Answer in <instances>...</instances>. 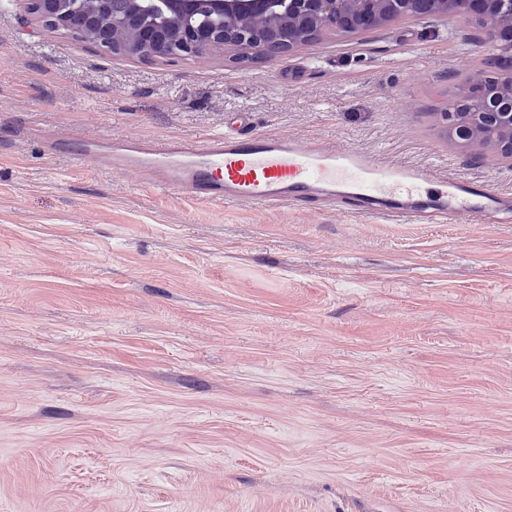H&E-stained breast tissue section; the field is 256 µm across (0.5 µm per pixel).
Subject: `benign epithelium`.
I'll return each instance as SVG.
<instances>
[{
  "label": "benign epithelium",
  "instance_id": "1",
  "mask_svg": "<svg viewBox=\"0 0 512 512\" xmlns=\"http://www.w3.org/2000/svg\"><path fill=\"white\" fill-rule=\"evenodd\" d=\"M415 0H380L369 26L417 16ZM446 13L486 22L485 42L501 48L487 57L494 76L476 78L449 104L448 123L455 136L470 142L487 133L500 153L512 158V23L493 13L498 0H438ZM45 27L88 40L112 55L132 59L196 58L226 47L274 57L302 40L355 25L357 0H32ZM261 12L269 19L272 40L238 27V17ZM81 24H71L72 15ZM173 17L180 25L167 31Z\"/></svg>",
  "mask_w": 512,
  "mask_h": 512
}]
</instances>
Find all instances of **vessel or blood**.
Wrapping results in <instances>:
<instances>
[{"mask_svg": "<svg viewBox=\"0 0 512 512\" xmlns=\"http://www.w3.org/2000/svg\"><path fill=\"white\" fill-rule=\"evenodd\" d=\"M233 131L201 141L150 142L128 139L101 151L74 136L48 138V157L63 156L87 167L108 158L114 168L148 173L155 189L174 191L200 203H246L276 208L320 195L331 204L354 201L367 214L386 211L407 221L417 198L442 183L429 213L442 223H475L495 210L500 199L490 184L440 178L435 172L380 161L359 149L253 132L249 117Z\"/></svg>", "mask_w": 512, "mask_h": 512, "instance_id": "vessel-or-blood-1", "label": "vessel or blood"}]
</instances>
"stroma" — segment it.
<instances>
[{
  "label": "stroma",
  "mask_w": 512,
  "mask_h": 512,
  "mask_svg": "<svg viewBox=\"0 0 512 512\" xmlns=\"http://www.w3.org/2000/svg\"><path fill=\"white\" fill-rule=\"evenodd\" d=\"M439 14L271 58L109 54L0 7V512H512V160ZM258 133L480 179L477 224L195 203L42 135Z\"/></svg>",
  "instance_id": "35a3bbf8"
}]
</instances>
